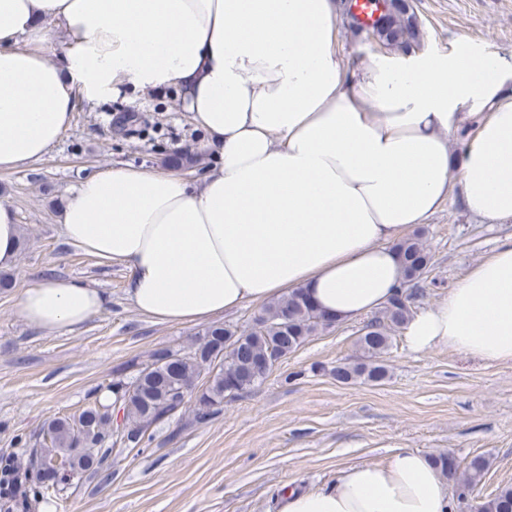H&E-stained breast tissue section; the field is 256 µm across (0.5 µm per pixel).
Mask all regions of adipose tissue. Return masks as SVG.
<instances>
[{"instance_id": "ef3b65f1", "label": "adipose tissue", "mask_w": 512, "mask_h": 512, "mask_svg": "<svg viewBox=\"0 0 512 512\" xmlns=\"http://www.w3.org/2000/svg\"><path fill=\"white\" fill-rule=\"evenodd\" d=\"M335 18L336 0H0V171L44 157L77 93L177 89L214 153L203 180L105 168L69 193L64 238L125 265L129 302L157 323H199L297 288L327 319L370 314L403 283L394 244L451 188L482 223L512 221V65L464 42L347 73ZM471 114L473 133L451 150ZM108 303L44 276L15 310L63 334ZM403 331L414 352L512 363V238ZM450 486L428 454L401 448L328 488L285 489L279 512H453Z\"/></svg>"}]
</instances>
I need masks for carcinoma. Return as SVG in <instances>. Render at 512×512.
Here are the masks:
<instances>
[{
	"instance_id": "1",
	"label": "carcinoma",
	"mask_w": 512,
	"mask_h": 512,
	"mask_svg": "<svg viewBox=\"0 0 512 512\" xmlns=\"http://www.w3.org/2000/svg\"><path fill=\"white\" fill-rule=\"evenodd\" d=\"M357 32L372 31L378 43L404 53L421 44L423 32L410 0H381L379 18L369 26L353 21ZM194 152H175L165 164L190 169L200 164ZM404 282L356 339L359 356L339 362L330 370L337 382L358 379L380 384L388 377L381 357L412 314L414 296L428 273L432 256L424 232L415 231L395 245ZM327 327L322 313L296 289L263 306L253 324L239 331L224 324L205 328L186 351H167L170 361L160 363V352L141 365L132 377L116 376L109 385L122 402V423L113 419L112 407L94 401L79 413L44 423L27 462L0 455V512H29L32 505L50 498L70 478L100 467L102 450L118 443L138 447L148 429L173 415L190 410L195 421L207 422L224 407V399L261 384L269 374ZM436 467L450 476L465 500L479 485L488 467L483 457L466 465L450 453L432 456ZM58 464L55 481L47 483L43 468ZM476 512H512V485L498 490L475 506Z\"/></svg>"
}]
</instances>
